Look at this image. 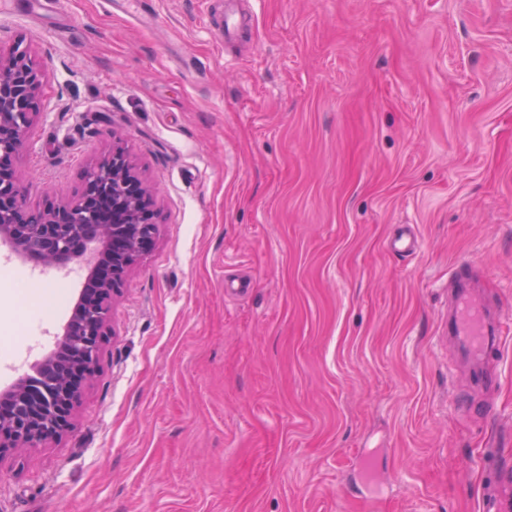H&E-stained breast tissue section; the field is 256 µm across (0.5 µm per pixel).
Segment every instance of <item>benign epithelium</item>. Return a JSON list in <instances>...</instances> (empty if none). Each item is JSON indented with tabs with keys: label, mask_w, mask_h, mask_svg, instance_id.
Segmentation results:
<instances>
[{
	"label": "benign epithelium",
	"mask_w": 512,
	"mask_h": 512,
	"mask_svg": "<svg viewBox=\"0 0 512 512\" xmlns=\"http://www.w3.org/2000/svg\"><path fill=\"white\" fill-rule=\"evenodd\" d=\"M40 86L28 47L17 42L0 50V243L44 265H86L89 275L76 317L39 363L51 377L19 379L0 393V459L38 448L68 428L80 385L94 374L108 335L112 294L157 231L149 212L151 191L121 148L91 170L79 196L48 210L27 205L13 159L30 135ZM99 253L110 256L105 274L94 261Z\"/></svg>",
	"instance_id": "obj_1"
}]
</instances>
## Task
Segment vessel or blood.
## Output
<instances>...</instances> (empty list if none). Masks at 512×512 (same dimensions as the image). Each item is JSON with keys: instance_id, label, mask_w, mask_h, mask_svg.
Returning <instances> with one entry per match:
<instances>
[{"instance_id": "vessel-or-blood-1", "label": "vessel or blood", "mask_w": 512, "mask_h": 512, "mask_svg": "<svg viewBox=\"0 0 512 512\" xmlns=\"http://www.w3.org/2000/svg\"><path fill=\"white\" fill-rule=\"evenodd\" d=\"M477 275L468 265L456 268L450 275L453 317L448 325V338L458 342L480 357L495 353L505 331L504 324L489 326L484 304L472 297L466 290L470 280ZM482 512H512V469H494L482 502Z\"/></svg>"}]
</instances>
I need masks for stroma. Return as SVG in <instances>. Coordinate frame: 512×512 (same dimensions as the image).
I'll use <instances>...</instances> for the list:
<instances>
[{
  "mask_svg": "<svg viewBox=\"0 0 512 512\" xmlns=\"http://www.w3.org/2000/svg\"><path fill=\"white\" fill-rule=\"evenodd\" d=\"M224 6L0 0V48L42 72L30 207L119 145L158 226L70 428L0 459V512H480L512 465V333L474 385L448 275L489 268L512 323V0H239L230 44ZM86 275L0 249V390ZM36 285L57 299L15 340Z\"/></svg>",
  "mask_w": 512,
  "mask_h": 512,
  "instance_id": "1",
  "label": "stroma"
}]
</instances>
